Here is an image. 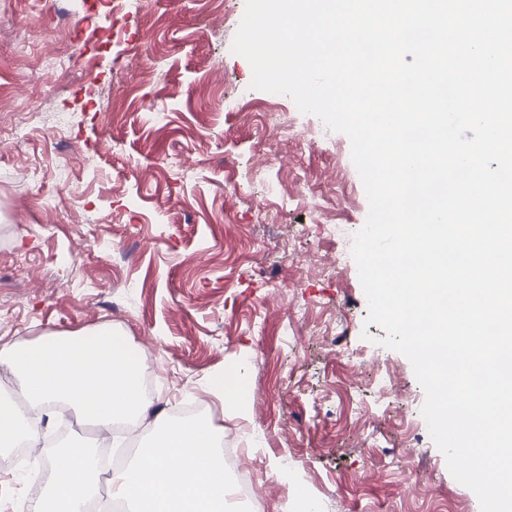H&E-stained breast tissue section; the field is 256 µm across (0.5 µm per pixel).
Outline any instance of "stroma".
I'll return each mask as SVG.
<instances>
[{
  "instance_id": "35a3bbf8",
  "label": "stroma",
  "mask_w": 512,
  "mask_h": 512,
  "mask_svg": "<svg viewBox=\"0 0 512 512\" xmlns=\"http://www.w3.org/2000/svg\"><path fill=\"white\" fill-rule=\"evenodd\" d=\"M245 0H0V351L108 327L166 375L155 409L199 401L253 465L242 512L298 496L318 512H480L421 423L409 360L367 323L352 257L367 196L351 142L297 113L311 144L265 130V91L233 53ZM112 16L108 43L71 47ZM69 56L67 70H44ZM37 112L14 140L17 100ZM70 127L55 137L52 115ZM288 187L278 199L274 183ZM335 201L333 232L309 190ZM268 204L270 224L251 211ZM90 210L94 234L78 224ZM390 374L387 392L369 371ZM239 369L246 416L216 389ZM29 464L0 470V512L43 497L32 480L64 443L95 446L51 407Z\"/></svg>"
}]
</instances>
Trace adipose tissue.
I'll return each instance as SVG.
<instances>
[{"label": "adipose tissue", "mask_w": 512, "mask_h": 512, "mask_svg": "<svg viewBox=\"0 0 512 512\" xmlns=\"http://www.w3.org/2000/svg\"><path fill=\"white\" fill-rule=\"evenodd\" d=\"M0 373L14 395L0 397V447L27 434L29 409L57 402L82 419L111 426L146 415L139 363L111 332L93 329L53 336L0 352ZM157 438L135 464L114 469L108 496L129 512H228L236 488L224 472V453L208 419L157 418ZM99 463L87 446L63 449L46 477L36 512H86L99 492Z\"/></svg>", "instance_id": "1"}]
</instances>
